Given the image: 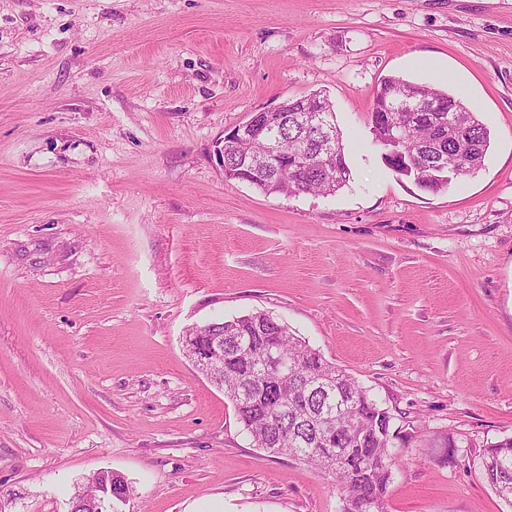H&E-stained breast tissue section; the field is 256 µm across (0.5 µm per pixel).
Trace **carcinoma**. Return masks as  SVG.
Instances as JSON below:
<instances>
[{"label": "carcinoma", "instance_id": "cac0c4a2", "mask_svg": "<svg viewBox=\"0 0 512 512\" xmlns=\"http://www.w3.org/2000/svg\"><path fill=\"white\" fill-rule=\"evenodd\" d=\"M413 87L436 102L434 112H389L386 95ZM322 114L330 124L336 115L329 98L321 93L291 98L278 112H263L260 120L277 137L281 155L297 161L295 168L259 165L264 160L263 137L248 130L224 146V182L247 183L264 194L334 195L350 180L342 134L321 148L316 132L305 119ZM370 131L381 152L392 148L387 136H401L397 149L416 157L415 163L394 168L413 178L419 188L437 193L448 187L440 173L466 176L483 164L490 147V130L478 113L456 96L399 76L384 78L372 99ZM188 333L224 339V396L234 406L237 419L254 444L272 456L286 455L325 471L333 464L337 485L346 493L342 512L363 502L368 512H387L386 492L394 465V441L404 447L415 439L393 428L392 416L381 408L350 375L326 361L319 351L293 334L287 324L267 312H252L214 320ZM238 336L260 348L277 347L288 370L264 368L259 359L237 350ZM484 476L495 493L512 506V437L484 449ZM102 477L85 482L80 512H119L121 500L101 497Z\"/></svg>", "mask_w": 512, "mask_h": 512}]
</instances>
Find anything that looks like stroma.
<instances>
[{
  "mask_svg": "<svg viewBox=\"0 0 512 512\" xmlns=\"http://www.w3.org/2000/svg\"><path fill=\"white\" fill-rule=\"evenodd\" d=\"M389 75L478 112L479 170L431 193L387 166ZM319 91L347 186L226 185L225 130ZM254 311L435 439L392 448L389 512H512L482 468L512 436V0H0V512H67L102 469L121 512H341L186 352Z\"/></svg>",
  "mask_w": 512,
  "mask_h": 512,
  "instance_id": "obj_1",
  "label": "stroma"
}]
</instances>
